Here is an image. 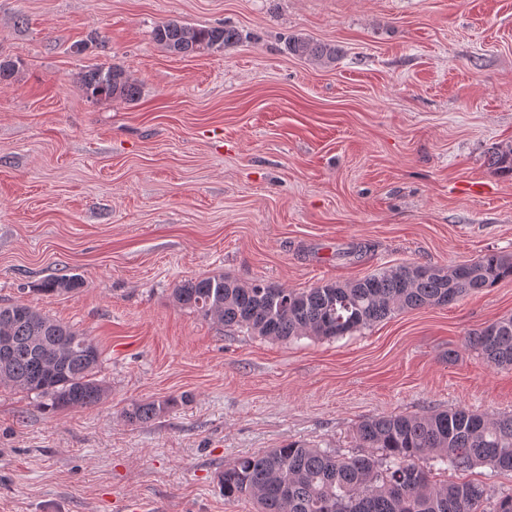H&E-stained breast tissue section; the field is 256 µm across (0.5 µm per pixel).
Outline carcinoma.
Segmentation results:
<instances>
[{
    "mask_svg": "<svg viewBox=\"0 0 512 512\" xmlns=\"http://www.w3.org/2000/svg\"><path fill=\"white\" fill-rule=\"evenodd\" d=\"M152 39L179 55L218 51L240 42L238 30L192 27L177 20L155 25ZM288 52L318 65L336 61L329 43L290 35ZM90 99L133 102L140 85L118 66H88L77 75ZM491 171L512 176V147L488 155ZM512 278V256L490 252L443 268L408 264L351 283L290 289L225 275L190 279L173 290L174 301L203 319L237 326L259 336L289 341L334 339L392 314L447 306L466 295ZM75 278H54L40 291L48 296L80 287ZM0 386L22 389L50 408L91 407L103 397L95 378L101 352L94 340L41 311L16 303L0 306ZM468 345L497 368H512V317L468 335ZM170 402H144L124 411L130 424L158 417ZM361 454L290 442L241 456L224 465L220 484L226 498L248 497L257 512H512V494L495 496L483 482L463 478L479 465L512 472V415L493 417L465 408L420 415L368 418L357 428ZM462 475L436 482L434 473Z\"/></svg>",
    "mask_w": 512,
    "mask_h": 512,
    "instance_id": "1",
    "label": "carcinoma"
}]
</instances>
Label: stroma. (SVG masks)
<instances>
[{"label":"stroma","mask_w":512,"mask_h":512,"mask_svg":"<svg viewBox=\"0 0 512 512\" xmlns=\"http://www.w3.org/2000/svg\"><path fill=\"white\" fill-rule=\"evenodd\" d=\"M169 19L242 41L172 54L152 39ZM0 54L22 61L0 85V306L93 338L105 387L65 410L0 387V512H256L218 481L238 457L354 454L378 415L512 414V370L466 343L512 317L511 279L291 342L172 298L214 274L304 289L512 255V178L487 165L512 143V0H0ZM96 63L139 99L86 98L73 76ZM60 276L81 288L41 293ZM141 401L168 407L128 424ZM288 52L318 65H329L336 61L338 50L329 43L315 42L302 35H290L287 41Z\"/></svg>","instance_id":"1"}]
</instances>
